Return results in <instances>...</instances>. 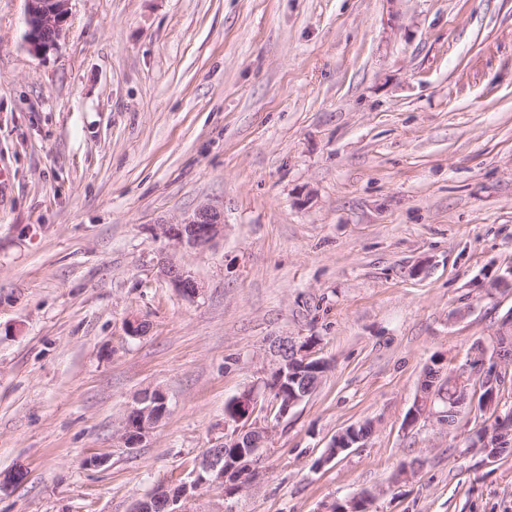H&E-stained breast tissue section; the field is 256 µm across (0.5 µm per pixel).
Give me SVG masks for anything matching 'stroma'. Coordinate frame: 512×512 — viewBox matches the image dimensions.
I'll return each instance as SVG.
<instances>
[{"mask_svg":"<svg viewBox=\"0 0 512 512\" xmlns=\"http://www.w3.org/2000/svg\"><path fill=\"white\" fill-rule=\"evenodd\" d=\"M25 13L0 0V476L24 472L0 512H131L236 429L247 391L271 431L258 471L186 512L363 490L368 512H512V456L466 450L512 386L452 427L404 423L424 367L470 368L512 312V0H71L42 56ZM202 206L223 238L163 237ZM284 336L330 368L282 417ZM147 390L169 411L131 450ZM160 275L168 281L174 290L181 296L196 298L203 287L184 267L171 259H162L158 263Z\"/></svg>","mask_w":512,"mask_h":512,"instance_id":"1","label":"stroma"}]
</instances>
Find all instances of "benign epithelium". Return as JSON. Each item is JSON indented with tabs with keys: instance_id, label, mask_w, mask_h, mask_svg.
Segmentation results:
<instances>
[{
	"instance_id": "benign-epithelium-1",
	"label": "benign epithelium",
	"mask_w": 512,
	"mask_h": 512,
	"mask_svg": "<svg viewBox=\"0 0 512 512\" xmlns=\"http://www.w3.org/2000/svg\"><path fill=\"white\" fill-rule=\"evenodd\" d=\"M25 40L29 51L43 55L55 49L66 31L70 17L71 0H26ZM162 234L179 248L202 250L224 236V210L204 206L184 216L176 223L161 225ZM160 275L168 281L181 296L197 297L203 287L184 267L170 259L158 263ZM512 334V314L502 321L499 332L487 344L477 346L478 358L475 361L474 376L487 390L484 406L496 404V390L499 382L512 370V360L500 352L498 340ZM273 368L266 385L277 393L278 417L289 411L310 396L320 385L327 366L310 356V345L303 341L280 339L272 347ZM469 374L462 371L456 374L462 386L452 401L435 408L437 396L433 389L420 388V395L410 410L407 425L412 426L422 419H433L438 423H448L457 407L468 400ZM168 411L166 396L158 391H148L137 399V405L127 414L121 438L128 448L138 447L154 425ZM512 435V416L498 418L473 447L482 452L497 448L506 437ZM270 430L263 426H252L224 436V444L239 449L234 459L224 458L223 454L209 452L199 462L191 474V480L176 486L165 485L158 496L165 512H184V505L193 499L203 488L224 487L239 489L255 474L268 446Z\"/></svg>"
}]
</instances>
